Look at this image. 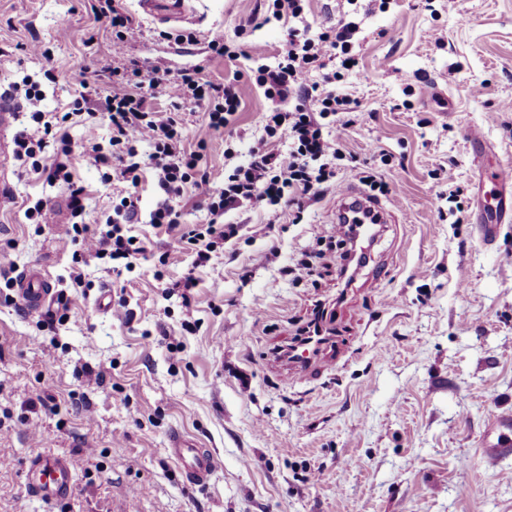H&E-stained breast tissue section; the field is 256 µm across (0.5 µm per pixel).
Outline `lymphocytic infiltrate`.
I'll return each instance as SVG.
<instances>
[{
    "label": "lymphocytic infiltrate",
    "instance_id": "1",
    "mask_svg": "<svg viewBox=\"0 0 512 512\" xmlns=\"http://www.w3.org/2000/svg\"><path fill=\"white\" fill-rule=\"evenodd\" d=\"M350 35L345 24L315 39L289 30L280 44L276 66L259 69L256 78L273 103L263 133L246 159L225 176L223 188H215L202 168V150L186 147L179 113L157 111L147 104L148 93L160 89L175 104L203 108L211 129H224L241 105L239 91L234 83L205 79L201 64L174 73L158 66L143 68L130 57H113L106 97L112 135L105 148L93 142L76 146L67 134H56L55 113L42 110L41 90L29 85L24 99L35 128L16 136L14 157L30 172L70 185L72 221L66 241L74 245L72 258L77 262L87 257L129 262L145 254L147 246L130 233L129 226L138 215L137 200L131 195L121 199L102 228H89L83 190L73 184L74 171L90 162L102 168L104 181L115 180L134 189L141 181L142 162H149L164 193L150 215L151 224L165 229L174 243L195 246L197 264H205L217 243L236 234V225L221 224L220 219L240 202L265 205L274 220L285 204L299 217L336 186V163L345 157L339 134L347 125L335 117L351 112L352 101L346 95L321 90L312 75L323 68L329 51L348 50ZM143 145L150 149L144 159L139 156ZM188 184L206 203L209 223H180L172 200Z\"/></svg>",
    "mask_w": 512,
    "mask_h": 512
}]
</instances>
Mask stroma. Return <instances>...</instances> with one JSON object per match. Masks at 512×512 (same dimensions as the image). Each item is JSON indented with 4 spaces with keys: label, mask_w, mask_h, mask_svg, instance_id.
Masks as SVG:
<instances>
[{
    "label": "stroma",
    "mask_w": 512,
    "mask_h": 512,
    "mask_svg": "<svg viewBox=\"0 0 512 512\" xmlns=\"http://www.w3.org/2000/svg\"><path fill=\"white\" fill-rule=\"evenodd\" d=\"M93 2L0 0V93L13 96L28 74L42 110L65 112L77 94L69 76L86 69L89 111L66 131L73 144H105L113 56L174 73L206 62L207 79L237 83L242 100L220 132L203 109L181 108L186 144L205 143L219 188L271 107L256 68L276 65L289 29L314 36L344 21L358 70L335 88L359 107L342 148L398 202L354 280L315 259L296 282L284 270L335 223V190L298 223L286 210L270 223L259 204L228 211L236 236L199 267L151 224L159 194L147 168L131 227L145 259L78 264L66 225L28 223L22 206L29 196L69 204L67 185L6 156L0 179L18 204L0 217V251L14 276L46 271L68 307L30 312L0 289V512H122L129 500L135 512H512V457L484 453L490 419L512 413V222L488 238L477 222L482 172L512 160V0H305L292 20L274 19L270 0H192L175 25L115 0L135 29L120 45ZM218 30L242 57L207 59ZM165 31L197 42L163 40ZM36 42L50 59L27 53ZM470 127L484 146L467 139ZM101 176L93 165L74 173L92 226L124 195ZM104 290L129 319L96 311ZM322 306L338 357L315 375L290 369L276 349ZM175 433L217 454L205 486L183 483L168 454ZM40 454L73 459L66 500L29 492L26 463Z\"/></svg>",
    "instance_id": "1"
}]
</instances>
